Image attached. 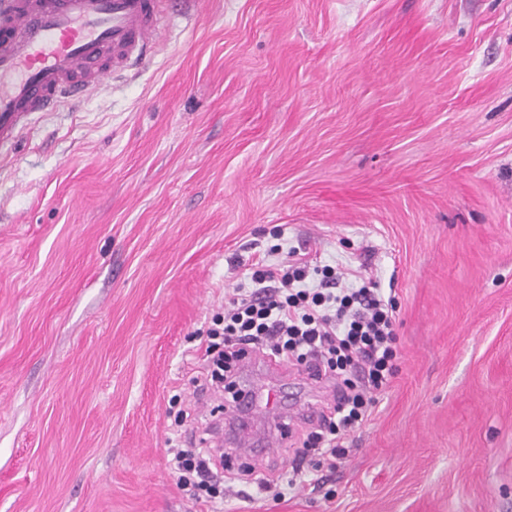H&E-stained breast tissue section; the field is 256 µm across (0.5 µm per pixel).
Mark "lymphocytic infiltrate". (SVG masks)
<instances>
[{
  "label": "lymphocytic infiltrate",
  "instance_id": "f902f5d3",
  "mask_svg": "<svg viewBox=\"0 0 512 512\" xmlns=\"http://www.w3.org/2000/svg\"><path fill=\"white\" fill-rule=\"evenodd\" d=\"M394 297L363 279L345 280L339 266L314 265L296 251L274 245L236 288L223 315L207 331L201 389L234 392L237 364L263 354L336 382V400L297 458L277 479L255 478L259 493L282 498L300 485L317 486L321 467L335 468L343 441L371 415L377 396L399 372ZM179 488L204 499L212 512L224 506V458L214 449L175 443L167 451Z\"/></svg>",
  "mask_w": 512,
  "mask_h": 512
}]
</instances>
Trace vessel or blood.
<instances>
[{
    "instance_id": "obj_1",
    "label": "vessel or blood",
    "mask_w": 512,
    "mask_h": 512,
    "mask_svg": "<svg viewBox=\"0 0 512 512\" xmlns=\"http://www.w3.org/2000/svg\"><path fill=\"white\" fill-rule=\"evenodd\" d=\"M171 0H0V146L29 116L49 112L109 80L158 41ZM239 410H268L277 423L265 448L287 436L281 390L244 383Z\"/></svg>"
}]
</instances>
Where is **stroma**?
<instances>
[{
	"label": "stroma",
	"instance_id": "obj_1",
	"mask_svg": "<svg viewBox=\"0 0 512 512\" xmlns=\"http://www.w3.org/2000/svg\"><path fill=\"white\" fill-rule=\"evenodd\" d=\"M0 162V512H206L200 331L274 245L393 290L400 373L318 487L223 512H512V0H177ZM176 443L167 448L169 469L176 485L204 499L212 510L224 508V484L240 481L239 477L224 474V453L217 456L214 448H196L193 442Z\"/></svg>",
	"mask_w": 512,
	"mask_h": 512
}]
</instances>
